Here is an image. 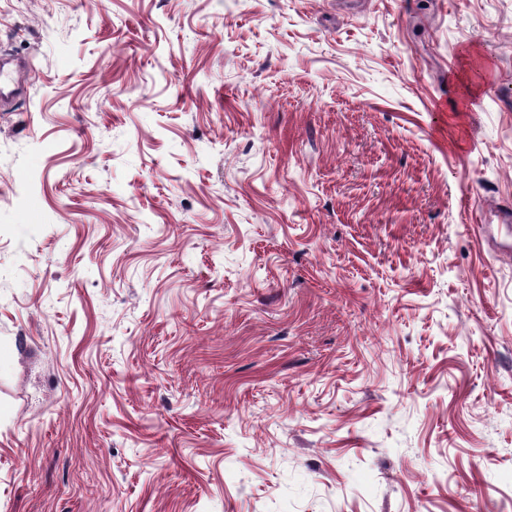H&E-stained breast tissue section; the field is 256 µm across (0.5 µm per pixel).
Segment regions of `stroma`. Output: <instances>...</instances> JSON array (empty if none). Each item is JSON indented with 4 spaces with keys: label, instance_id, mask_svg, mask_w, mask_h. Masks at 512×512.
Segmentation results:
<instances>
[{
    "label": "stroma",
    "instance_id": "stroma-1",
    "mask_svg": "<svg viewBox=\"0 0 512 512\" xmlns=\"http://www.w3.org/2000/svg\"><path fill=\"white\" fill-rule=\"evenodd\" d=\"M16 61L0 512H512V0H0Z\"/></svg>",
    "mask_w": 512,
    "mask_h": 512
}]
</instances>
